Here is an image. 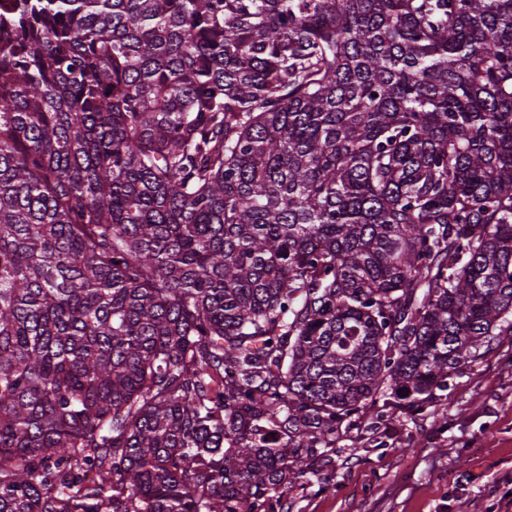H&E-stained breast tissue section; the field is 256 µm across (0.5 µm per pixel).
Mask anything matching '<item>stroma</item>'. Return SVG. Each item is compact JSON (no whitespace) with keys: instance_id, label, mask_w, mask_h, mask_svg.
Wrapping results in <instances>:
<instances>
[{"instance_id":"1","label":"stroma","mask_w":512,"mask_h":512,"mask_svg":"<svg viewBox=\"0 0 512 512\" xmlns=\"http://www.w3.org/2000/svg\"><path fill=\"white\" fill-rule=\"evenodd\" d=\"M446 419L400 417L342 441L336 466L296 482L289 512H506L512 493V336L455 376Z\"/></svg>"}]
</instances>
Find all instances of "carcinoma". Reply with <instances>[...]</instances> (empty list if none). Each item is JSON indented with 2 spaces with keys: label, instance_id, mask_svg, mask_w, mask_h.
<instances>
[{
  "label": "carcinoma",
  "instance_id": "cac0c4a2",
  "mask_svg": "<svg viewBox=\"0 0 512 512\" xmlns=\"http://www.w3.org/2000/svg\"><path fill=\"white\" fill-rule=\"evenodd\" d=\"M511 335L512 0H0V512H284Z\"/></svg>",
  "mask_w": 512,
  "mask_h": 512
}]
</instances>
